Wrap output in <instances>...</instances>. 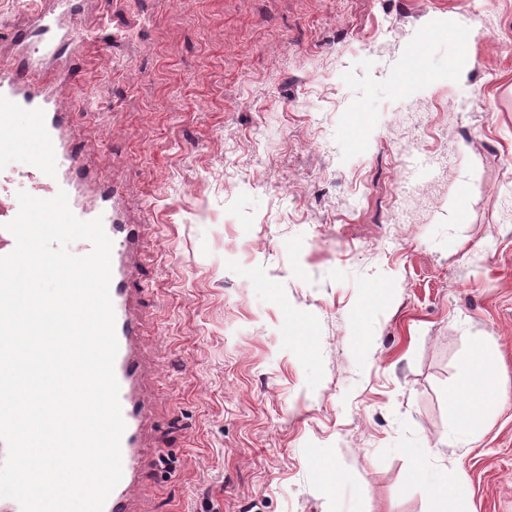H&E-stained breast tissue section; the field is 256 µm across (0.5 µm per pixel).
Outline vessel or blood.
<instances>
[{"instance_id":"1","label":"vessel or blood","mask_w":512,"mask_h":512,"mask_svg":"<svg viewBox=\"0 0 512 512\" xmlns=\"http://www.w3.org/2000/svg\"><path fill=\"white\" fill-rule=\"evenodd\" d=\"M80 3L40 0L12 30L15 59L0 65V158L21 151L14 126L16 115H34L42 156L35 181L52 195L66 191L69 207L79 219L102 218L112 241L110 296L119 345L114 372L125 430L121 438L122 478L102 512H131L133 492L149 478L153 467L147 459L145 426L149 411L141 397L144 368L137 350L142 334L138 309L145 282V272L136 260L141 227L127 220L118 189L80 163L71 136L74 115L58 104V89L68 79L71 61L86 50L85 39L71 24ZM18 210L17 203L0 202V256L11 253L16 246L14 236L3 225Z\"/></svg>"}]
</instances>
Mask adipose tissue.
I'll return each instance as SVG.
<instances>
[{
	"instance_id": "ef3b65f1",
	"label": "adipose tissue",
	"mask_w": 512,
	"mask_h": 512,
	"mask_svg": "<svg viewBox=\"0 0 512 512\" xmlns=\"http://www.w3.org/2000/svg\"><path fill=\"white\" fill-rule=\"evenodd\" d=\"M503 401L492 355L484 346H475L458 384L448 396V409L456 432L468 440L477 439L489 415L498 410ZM432 453V448L426 445L417 449L421 465L414 471V479L427 487L434 512H466L471 497L469 483L449 477L446 469L428 466Z\"/></svg>"
}]
</instances>
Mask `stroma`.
<instances>
[{"instance_id": "stroma-1", "label": "stroma", "mask_w": 512, "mask_h": 512, "mask_svg": "<svg viewBox=\"0 0 512 512\" xmlns=\"http://www.w3.org/2000/svg\"><path fill=\"white\" fill-rule=\"evenodd\" d=\"M77 30L60 106L143 227L176 461L131 512H430L424 444L512 512V0H83ZM478 344L505 403L468 442ZM504 401L499 373L490 352L476 345L456 387L448 395V409L456 432L468 441L482 432L489 415Z\"/></svg>"}]
</instances>
